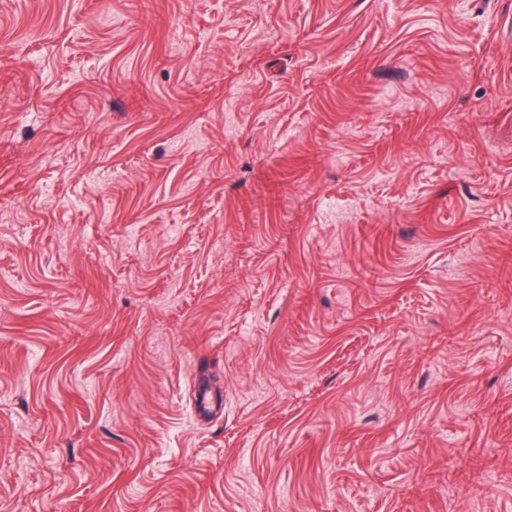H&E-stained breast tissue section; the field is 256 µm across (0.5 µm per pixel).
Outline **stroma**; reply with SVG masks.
<instances>
[{
	"label": "stroma",
	"instance_id": "35a3bbf8",
	"mask_svg": "<svg viewBox=\"0 0 512 512\" xmlns=\"http://www.w3.org/2000/svg\"><path fill=\"white\" fill-rule=\"evenodd\" d=\"M0 512H512V0H0Z\"/></svg>",
	"mask_w": 512,
	"mask_h": 512
}]
</instances>
